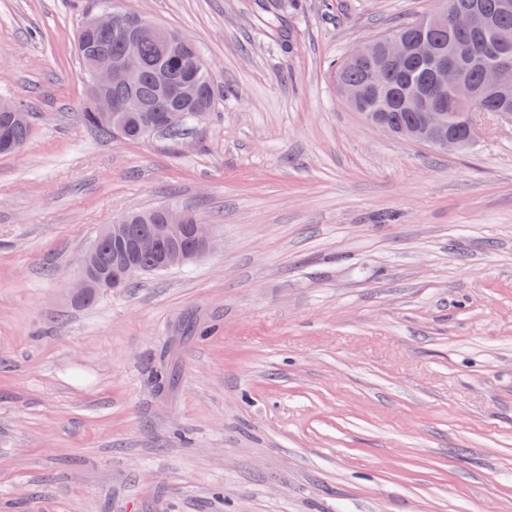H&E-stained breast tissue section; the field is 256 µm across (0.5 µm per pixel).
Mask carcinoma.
<instances>
[{
    "mask_svg": "<svg viewBox=\"0 0 512 512\" xmlns=\"http://www.w3.org/2000/svg\"><path fill=\"white\" fill-rule=\"evenodd\" d=\"M473 3L479 6L481 25L476 32L466 37L458 33L453 24L454 10ZM437 17L438 23L434 26L415 30L411 24L400 25L373 39V42L397 36L413 39L422 35L434 42L439 54L459 62L464 78L474 88V97L470 101H448L451 128L459 133H466L468 113L483 107L502 112L506 117L512 115V92L501 96L483 91L486 68L502 61L512 64V0H442ZM128 22L137 40L136 65L141 81L133 90L114 84L110 94L115 98L133 96L138 101V108L133 112L121 113L113 121H101L87 102L78 110L79 118L103 136L137 141L159 135L179 141L193 129L194 113L216 110L220 94L215 89L207 65L201 62L200 50L192 39L168 29L161 35L155 30L156 24L134 14L128 15ZM85 41L89 49H101L114 60L125 55L124 40L109 31H90L86 33ZM436 67L435 59L428 63L410 58L388 61L375 54L358 58L351 52L332 65V74L337 88L351 86L359 91V98L350 103V107L365 120L380 114L394 126H407L416 121V113L407 111L392 99L388 88L392 87L406 97L416 92L443 95L445 91L433 82ZM376 68L384 71L386 85L373 83L372 72ZM187 78L204 88L212 89V93L188 103L169 99L166 89ZM1 102L10 103L11 110L0 111V126L5 123L10 125L11 139L21 149L31 133L30 112L21 101L1 97ZM162 221L161 207L158 206L127 213L121 217L120 223L128 225L135 234ZM126 256L121 243L111 238L104 241L87 269L88 288L79 297L80 302L93 303L100 292L107 289V282L121 275V261Z\"/></svg>",
    "mask_w": 512,
    "mask_h": 512,
    "instance_id": "carcinoma-1",
    "label": "carcinoma"
}]
</instances>
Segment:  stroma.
<instances>
[{"label": "stroma", "instance_id": "1", "mask_svg": "<svg viewBox=\"0 0 512 512\" xmlns=\"http://www.w3.org/2000/svg\"><path fill=\"white\" fill-rule=\"evenodd\" d=\"M263 4L114 0L208 65L185 148L78 121L99 0H0L33 114L0 155V512H512V125L444 153L338 92L438 0ZM171 201L213 252L78 304L105 225Z\"/></svg>", "mask_w": 512, "mask_h": 512}]
</instances>
